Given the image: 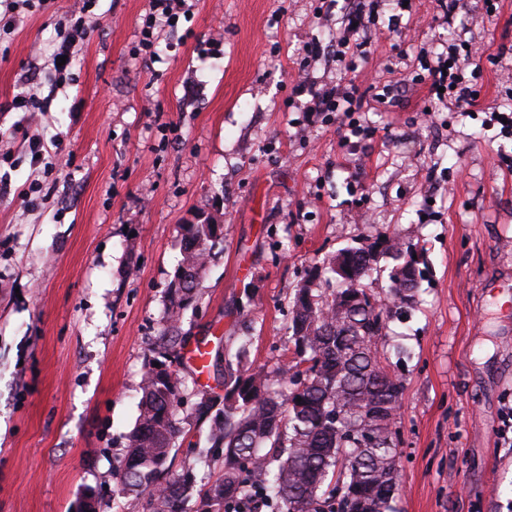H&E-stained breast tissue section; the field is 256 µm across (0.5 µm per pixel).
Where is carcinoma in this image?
Instances as JSON below:
<instances>
[{"label": "carcinoma", "mask_w": 512, "mask_h": 512, "mask_svg": "<svg viewBox=\"0 0 512 512\" xmlns=\"http://www.w3.org/2000/svg\"><path fill=\"white\" fill-rule=\"evenodd\" d=\"M219 243L212 225L189 224L178 269L205 268ZM394 261L389 288L399 308L416 302V260L397 237L366 248H346L314 264L309 281L297 289L288 326L293 349L275 371L243 360L246 345L227 354L222 408L206 438L223 452L224 477L200 498L199 512H240L256 495L252 512H393L399 448L394 417L402 380L377 357V341L393 310L363 288L378 256ZM338 286L315 288L321 265ZM194 289L170 288L163 348L179 340L183 310ZM181 380L165 363L149 366L141 383L137 425L128 454L115 474L121 494H145L150 512H183L182 501L195 478L170 474L168 459L186 434L176 418Z\"/></svg>", "instance_id": "obj_1"}]
</instances>
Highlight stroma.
I'll use <instances>...</instances> for the list:
<instances>
[{
  "label": "stroma",
  "mask_w": 512,
  "mask_h": 512,
  "mask_svg": "<svg viewBox=\"0 0 512 512\" xmlns=\"http://www.w3.org/2000/svg\"><path fill=\"white\" fill-rule=\"evenodd\" d=\"M322 0H187L159 55L134 59L149 0H95L72 77L51 65L57 29L78 0H45L0 31V512H148L146 496L112 495L139 414L148 361L182 381L176 409L189 433L171 452L193 469L197 494L218 480L221 456L200 460L209 419H192L224 383V350L247 346L256 367L281 364L291 298L316 260L375 239L403 238L418 254V298L377 344L404 391L395 512H512V140L484 111L512 110V0L487 15L467 0L446 22L435 0H380L374 53L358 68L370 89L394 71L417 74L456 39L485 44L482 111L440 109L411 91L392 112H362L366 133L339 144L327 114L306 120L298 70L317 85L336 70L305 60L336 22ZM402 23L389 31L392 15ZM221 42H212L213 34ZM28 77L50 97L37 133L56 138L58 177L33 169L11 138V102ZM222 224L185 342L210 337L208 385L159 348L182 227Z\"/></svg>",
  "instance_id": "obj_1"
}]
</instances>
